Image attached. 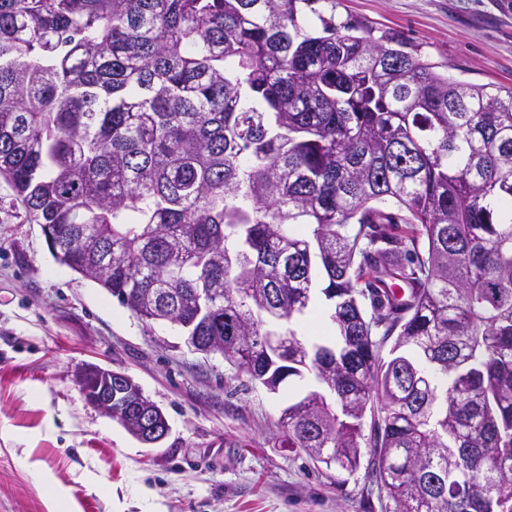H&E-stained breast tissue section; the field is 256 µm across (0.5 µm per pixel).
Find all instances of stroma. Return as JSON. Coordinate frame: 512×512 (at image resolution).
Returning <instances> with one entry per match:
<instances>
[{
	"instance_id": "stroma-1",
	"label": "stroma",
	"mask_w": 512,
	"mask_h": 512,
	"mask_svg": "<svg viewBox=\"0 0 512 512\" xmlns=\"http://www.w3.org/2000/svg\"><path fill=\"white\" fill-rule=\"evenodd\" d=\"M337 21L403 34L436 73L512 88V0H336ZM88 364L132 377L167 417L155 448L89 405ZM233 361L191 351L165 322L142 323L101 286L56 263L0 179V512H396L364 471L281 447L288 401Z\"/></svg>"
}]
</instances>
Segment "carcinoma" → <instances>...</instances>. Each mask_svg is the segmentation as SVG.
I'll return each mask as SVG.
<instances>
[{"label": "carcinoma", "mask_w": 512, "mask_h": 512, "mask_svg": "<svg viewBox=\"0 0 512 512\" xmlns=\"http://www.w3.org/2000/svg\"><path fill=\"white\" fill-rule=\"evenodd\" d=\"M335 8L0 0V179L142 322L313 371L287 447L369 455L398 512H512V89ZM316 265L337 342L276 354Z\"/></svg>", "instance_id": "obj_1"}]
</instances>
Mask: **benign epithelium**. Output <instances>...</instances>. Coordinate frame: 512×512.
Here are the masks:
<instances>
[{"label":"benign epithelium","mask_w":512,"mask_h":512,"mask_svg":"<svg viewBox=\"0 0 512 512\" xmlns=\"http://www.w3.org/2000/svg\"><path fill=\"white\" fill-rule=\"evenodd\" d=\"M77 380L86 401L104 414L138 415L141 424L138 439L141 442L154 445L166 438L168 424L159 408L142 404L140 394L137 395L136 403L129 404V393L138 391V385L128 375L110 368L89 365L79 372Z\"/></svg>","instance_id":"obj_1"}]
</instances>
